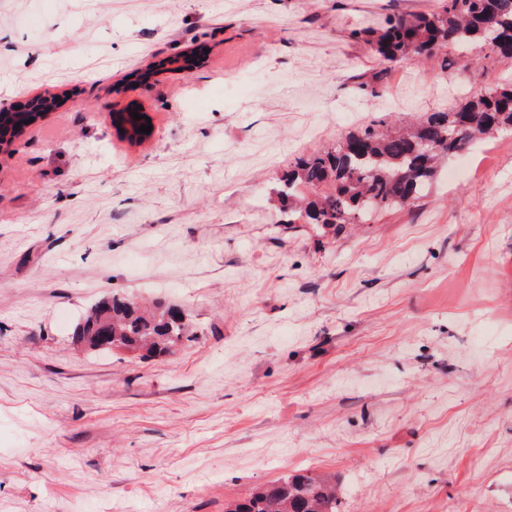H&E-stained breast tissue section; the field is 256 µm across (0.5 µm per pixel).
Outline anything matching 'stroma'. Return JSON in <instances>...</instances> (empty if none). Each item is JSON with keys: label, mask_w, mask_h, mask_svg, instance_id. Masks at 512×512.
<instances>
[{"label": "stroma", "mask_w": 512, "mask_h": 512, "mask_svg": "<svg viewBox=\"0 0 512 512\" xmlns=\"http://www.w3.org/2000/svg\"><path fill=\"white\" fill-rule=\"evenodd\" d=\"M437 4L0 0V102L63 97L0 151V512H224L301 470L340 512H512V131L333 237L271 203L297 158L512 81L480 47L383 61L367 30ZM115 294L199 334L77 344Z\"/></svg>", "instance_id": "1"}]
</instances>
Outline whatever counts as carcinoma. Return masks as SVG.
Instances as JSON below:
<instances>
[{"instance_id": "obj_1", "label": "carcinoma", "mask_w": 512, "mask_h": 512, "mask_svg": "<svg viewBox=\"0 0 512 512\" xmlns=\"http://www.w3.org/2000/svg\"><path fill=\"white\" fill-rule=\"evenodd\" d=\"M493 20L502 31L497 55L512 58V0H440L431 12L394 15L373 38L377 52L390 63L434 56L449 45L467 48L482 43L484 24ZM130 140L146 119L120 115ZM512 130V85H497L461 102L450 111L434 112L410 129L368 125L328 150L303 158L281 179L276 202L286 224H315L325 233L380 210L404 206L428 187L440 158L463 151L480 136ZM75 335L102 338L99 351L122 348L164 354L195 335L186 314L175 305L149 306L114 298L93 305ZM225 512H338L336 482L312 473L291 475L257 489L244 502L227 504Z\"/></svg>"}]
</instances>
